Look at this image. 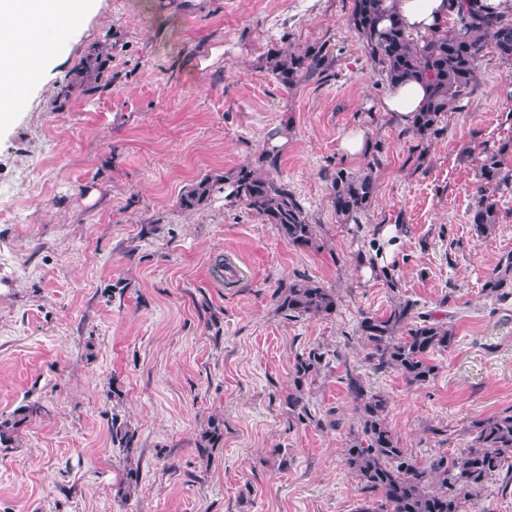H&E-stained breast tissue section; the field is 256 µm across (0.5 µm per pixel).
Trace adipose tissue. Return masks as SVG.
Returning <instances> with one entry per match:
<instances>
[{"instance_id": "ef3b65f1", "label": "adipose tissue", "mask_w": 512, "mask_h": 512, "mask_svg": "<svg viewBox=\"0 0 512 512\" xmlns=\"http://www.w3.org/2000/svg\"><path fill=\"white\" fill-rule=\"evenodd\" d=\"M408 32L428 34L448 19V0H388ZM60 0H0V108L17 106L15 87L24 76L38 70L39 61L60 41L56 26ZM428 96L419 81L390 86L379 103L382 114L407 127Z\"/></svg>"}]
</instances>
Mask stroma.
<instances>
[{"label":"stroma","mask_w":512,"mask_h":512,"mask_svg":"<svg viewBox=\"0 0 512 512\" xmlns=\"http://www.w3.org/2000/svg\"><path fill=\"white\" fill-rule=\"evenodd\" d=\"M350 8L94 0L17 87L0 124V415L45 411L0 447V512H355L347 374L387 397L390 428L422 461L457 454L472 421L512 407V298L482 289L512 253V191L491 235L469 222L482 151L512 135V63L485 53L445 130L419 138L368 118L386 87ZM326 39L330 77L275 81V50ZM360 123L371 154L346 158L340 141ZM275 130L278 175L320 250L294 248L220 191L178 205L203 176L258 167ZM372 157L375 201L360 227L342 224L325 173H360ZM382 224L399 228L395 292L358 261ZM228 262L242 271L230 284L217 271ZM302 279L335 289V315L278 310L277 288ZM400 297L455 331L422 385L376 368L358 331ZM314 348L324 360L300 422L285 398ZM214 416L223 436L200 448ZM116 417L136 431L130 451L111 444Z\"/></svg>","instance_id":"1"}]
</instances>
